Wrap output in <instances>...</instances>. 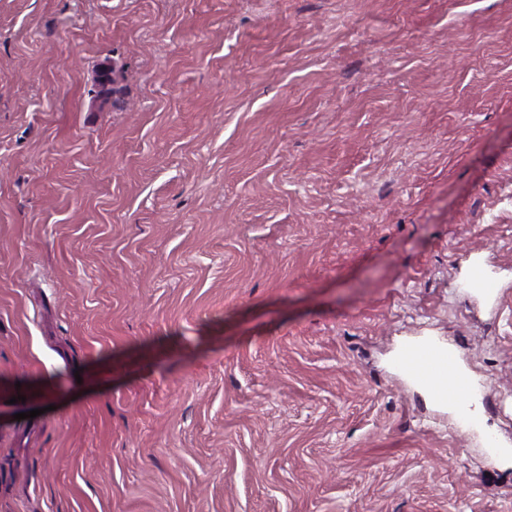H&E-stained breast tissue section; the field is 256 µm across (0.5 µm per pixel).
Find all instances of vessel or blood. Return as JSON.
Returning <instances> with one entry per match:
<instances>
[{
	"label": "vessel or blood",
	"instance_id": "vessel-or-blood-1",
	"mask_svg": "<svg viewBox=\"0 0 512 512\" xmlns=\"http://www.w3.org/2000/svg\"><path fill=\"white\" fill-rule=\"evenodd\" d=\"M402 360L414 384L429 393L436 403L453 405L461 424L480 428L481 417L470 403L472 380L459 369L447 348L428 341L413 343L405 349Z\"/></svg>",
	"mask_w": 512,
	"mask_h": 512
}]
</instances>
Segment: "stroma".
Listing matches in <instances>:
<instances>
[{"label": "stroma", "instance_id": "35a3bbf8", "mask_svg": "<svg viewBox=\"0 0 512 512\" xmlns=\"http://www.w3.org/2000/svg\"><path fill=\"white\" fill-rule=\"evenodd\" d=\"M0 512H512V0H0ZM405 362L411 381L429 393L439 405L455 408L461 424L471 428H481V417L474 412L468 402L473 394L470 376L459 369L453 354L447 348L429 341L410 344L399 362ZM452 386L460 392L461 400L451 401L448 388ZM448 382V387L446 383Z\"/></svg>", "mask_w": 512, "mask_h": 512}]
</instances>
